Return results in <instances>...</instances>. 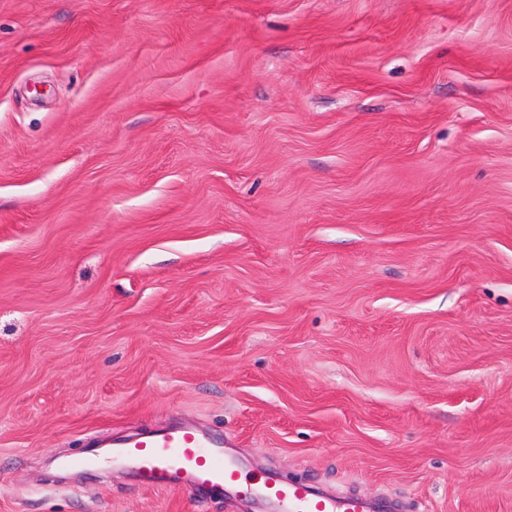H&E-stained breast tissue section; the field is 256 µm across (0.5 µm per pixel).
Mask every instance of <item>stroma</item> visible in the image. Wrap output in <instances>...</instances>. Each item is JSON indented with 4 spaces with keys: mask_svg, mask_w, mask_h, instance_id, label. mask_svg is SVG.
I'll list each match as a JSON object with an SVG mask.
<instances>
[{
    "mask_svg": "<svg viewBox=\"0 0 512 512\" xmlns=\"http://www.w3.org/2000/svg\"><path fill=\"white\" fill-rule=\"evenodd\" d=\"M164 424L512 512V0H0V512H243Z\"/></svg>",
    "mask_w": 512,
    "mask_h": 512,
    "instance_id": "35a3bbf8",
    "label": "stroma"
}]
</instances>
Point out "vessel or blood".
Instances as JSON below:
<instances>
[{"instance_id": "b4317fda", "label": "vessel or blood", "mask_w": 512, "mask_h": 512, "mask_svg": "<svg viewBox=\"0 0 512 512\" xmlns=\"http://www.w3.org/2000/svg\"><path fill=\"white\" fill-rule=\"evenodd\" d=\"M111 460L131 469L147 489L194 487L262 501L274 512H386L380 501L318 493L304 482L251 480L220 446L189 427H162L115 443Z\"/></svg>"}]
</instances>
